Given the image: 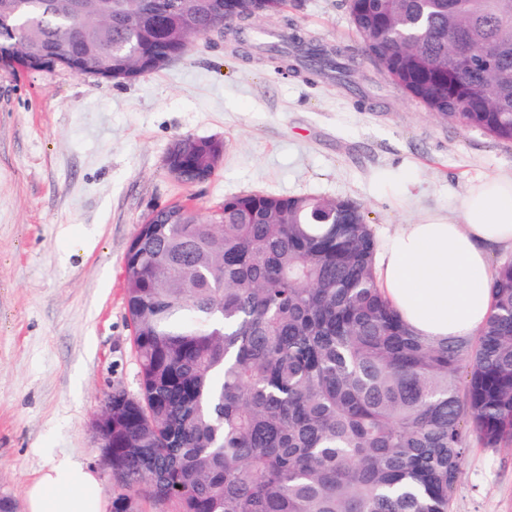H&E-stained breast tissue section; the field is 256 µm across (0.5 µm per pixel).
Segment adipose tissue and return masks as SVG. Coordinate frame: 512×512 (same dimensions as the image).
<instances>
[{
    "instance_id": "obj_1",
    "label": "adipose tissue",
    "mask_w": 512,
    "mask_h": 512,
    "mask_svg": "<svg viewBox=\"0 0 512 512\" xmlns=\"http://www.w3.org/2000/svg\"><path fill=\"white\" fill-rule=\"evenodd\" d=\"M512 249V174L472 183L455 217L439 214L399 225L381 244L380 285L417 335H472L490 309L491 255ZM27 512H105L96 473L63 458L26 491Z\"/></svg>"
}]
</instances>
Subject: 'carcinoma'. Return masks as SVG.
Here are the masks:
<instances>
[{
    "mask_svg": "<svg viewBox=\"0 0 512 512\" xmlns=\"http://www.w3.org/2000/svg\"><path fill=\"white\" fill-rule=\"evenodd\" d=\"M0 0V58L132 81L211 27L285 0ZM383 75L434 116L512 142V0H346ZM365 95L353 58L297 32L264 50ZM488 67L468 63L472 49ZM224 142L185 135L178 182ZM349 199L245 192L154 209L124 261L139 390L112 392V475L172 512H449L469 443L512 446V260L485 323L433 341L400 319Z\"/></svg>",
    "mask_w": 512,
    "mask_h": 512,
    "instance_id": "obj_1",
    "label": "carcinoma"
}]
</instances>
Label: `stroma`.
Returning <instances> with one entry per match:
<instances>
[{
	"label": "stroma",
	"instance_id": "1",
	"mask_svg": "<svg viewBox=\"0 0 512 512\" xmlns=\"http://www.w3.org/2000/svg\"><path fill=\"white\" fill-rule=\"evenodd\" d=\"M289 26L353 55L373 98L285 71L248 31L210 33L129 83L0 66V498L14 512L64 457L113 497L95 422L111 391H138L123 264L153 206L346 198L379 238L454 216L470 183L512 172V143L436 118L378 72L345 0H288L264 23ZM184 135L224 142L215 174L190 187L164 164ZM449 510L512 512V447L470 444Z\"/></svg>",
	"mask_w": 512,
	"mask_h": 512
}]
</instances>
